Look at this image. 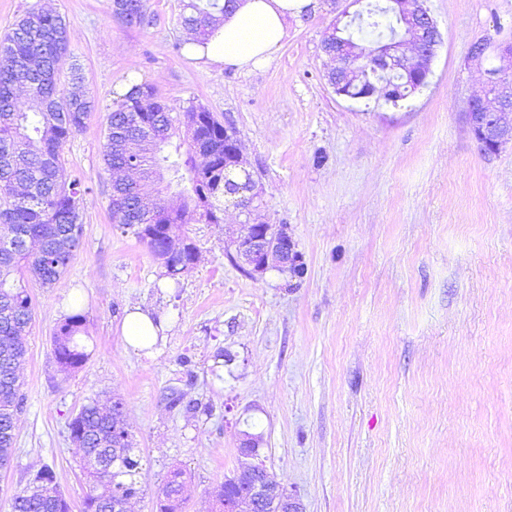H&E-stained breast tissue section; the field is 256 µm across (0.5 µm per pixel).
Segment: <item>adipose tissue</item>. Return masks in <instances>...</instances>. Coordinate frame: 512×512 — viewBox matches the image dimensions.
Returning <instances> with one entry per match:
<instances>
[{
  "label": "adipose tissue",
  "instance_id": "1",
  "mask_svg": "<svg viewBox=\"0 0 512 512\" xmlns=\"http://www.w3.org/2000/svg\"><path fill=\"white\" fill-rule=\"evenodd\" d=\"M314 8L315 0H238L236 9L224 16L207 43L191 37L184 48L190 59L206 66L255 70L273 60L289 20L301 19ZM121 336L126 346L143 350L156 343L158 327L148 313L135 306L127 311Z\"/></svg>",
  "mask_w": 512,
  "mask_h": 512
}]
</instances>
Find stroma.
Returning a JSON list of instances; mask_svg holds the SVG:
<instances>
[{
    "mask_svg": "<svg viewBox=\"0 0 512 512\" xmlns=\"http://www.w3.org/2000/svg\"><path fill=\"white\" fill-rule=\"evenodd\" d=\"M428 6L442 43L426 86L393 107L327 82L321 43L342 0L289 23L270 65L252 72L187 57L183 0H147L140 26L109 0H0V36L30 8L65 19L61 85L79 67L95 101L63 147L62 177L83 188L81 246L54 287L25 281L24 407L0 512L44 468L82 512L89 486L67 423L115 398L140 457L132 512H157L176 470L183 512H220L244 431L262 433L265 469L304 512H512V142L482 153L467 123L483 81L468 54L512 40V0ZM132 80L233 122L258 215L287 226L301 276L229 263L245 220L230 200L222 223L189 225L199 260L174 280L113 224L103 144ZM132 305L162 324L151 353L123 343ZM75 313L88 360L65 374L51 336Z\"/></svg>",
    "mask_w": 512,
    "mask_h": 512,
    "instance_id": "stroma-1",
    "label": "stroma"
}]
</instances>
